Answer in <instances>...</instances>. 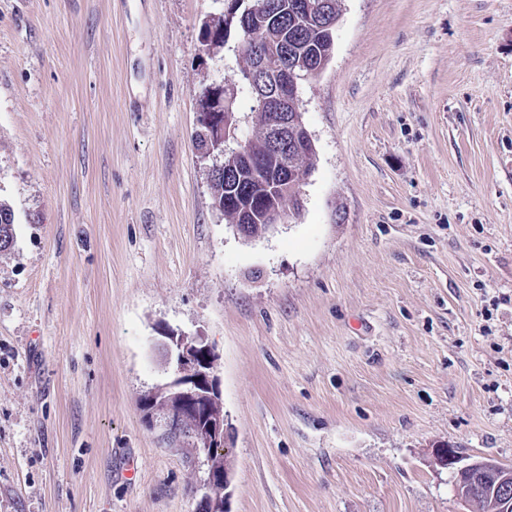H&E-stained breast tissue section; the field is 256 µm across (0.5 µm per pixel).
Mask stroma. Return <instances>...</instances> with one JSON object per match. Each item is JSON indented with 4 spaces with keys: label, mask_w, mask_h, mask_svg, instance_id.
I'll return each mask as SVG.
<instances>
[{
    "label": "stroma",
    "mask_w": 512,
    "mask_h": 512,
    "mask_svg": "<svg viewBox=\"0 0 512 512\" xmlns=\"http://www.w3.org/2000/svg\"><path fill=\"white\" fill-rule=\"evenodd\" d=\"M216 0H0V512H197L142 398L216 355L229 512H467L512 466V0H342L298 214L247 239L193 142ZM452 450L455 453H457L456 450H454V449H452ZM455 453H451L448 450V453L444 452V454L442 455V458H444V461L446 462V465H448V467L453 468V466L456 464V468L458 469L457 473L460 478L465 477V476H470L472 474H474V476H478V475L483 476L484 475L483 473H485L486 471L482 468V462L489 463L490 465H492L493 467L498 469L499 473L507 472L512 476V467L504 466V465L500 464L497 460L491 459V458L482 457V458L475 459L476 461H473L471 463H466L462 466H457L459 464V462L461 461V459ZM478 461H480V462H478Z\"/></svg>",
    "instance_id": "obj_1"
}]
</instances>
